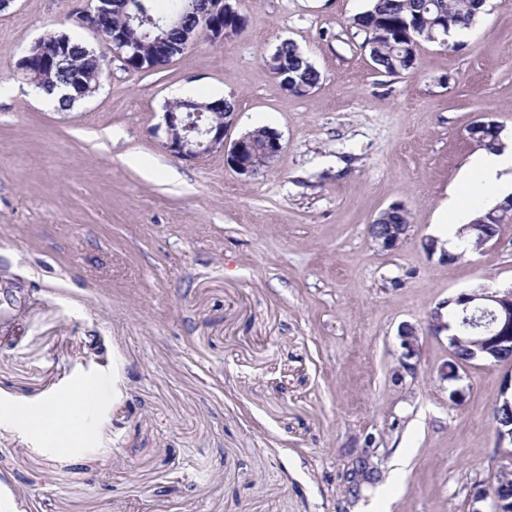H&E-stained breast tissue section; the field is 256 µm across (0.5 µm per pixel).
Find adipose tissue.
Segmentation results:
<instances>
[{
    "mask_svg": "<svg viewBox=\"0 0 512 512\" xmlns=\"http://www.w3.org/2000/svg\"><path fill=\"white\" fill-rule=\"evenodd\" d=\"M512 169V148H481L465 164L460 184L450 193L436 222V236L440 241L455 240L462 224L468 223L475 209L490 208L503 203L512 195V184L504 174Z\"/></svg>",
    "mask_w": 512,
    "mask_h": 512,
    "instance_id": "ef3b65f1",
    "label": "adipose tissue"
}]
</instances>
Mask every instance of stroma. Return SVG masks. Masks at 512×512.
<instances>
[{"mask_svg": "<svg viewBox=\"0 0 512 512\" xmlns=\"http://www.w3.org/2000/svg\"><path fill=\"white\" fill-rule=\"evenodd\" d=\"M367 4L242 0L238 36L150 72L113 61L64 111L15 64L50 34L100 47L75 14L88 0L0 12V512H492L512 361L448 383V337L425 326L448 297L512 288V224L453 264L422 242L476 149L467 127L512 134V0L459 47L421 42L401 76L360 47ZM285 40L321 74L308 95L264 62ZM185 86L234 98L227 141L264 117L273 166L167 152ZM395 203L411 227L386 251L368 226ZM404 322L423 329L412 373ZM96 381L68 441L16 417ZM361 457L378 471L355 497Z\"/></svg>", "mask_w": 512, "mask_h": 512, "instance_id": "1", "label": "stroma"}]
</instances>
